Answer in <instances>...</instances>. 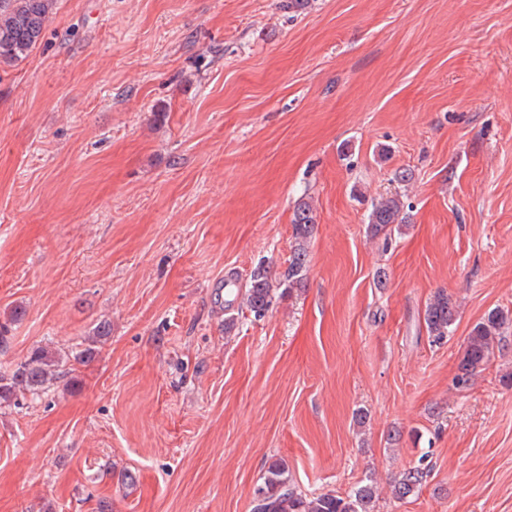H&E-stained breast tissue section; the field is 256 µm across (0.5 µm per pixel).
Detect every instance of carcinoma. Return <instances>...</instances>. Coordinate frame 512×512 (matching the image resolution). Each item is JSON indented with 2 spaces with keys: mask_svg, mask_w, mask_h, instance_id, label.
Returning <instances> with one entry per match:
<instances>
[{
  "mask_svg": "<svg viewBox=\"0 0 512 512\" xmlns=\"http://www.w3.org/2000/svg\"><path fill=\"white\" fill-rule=\"evenodd\" d=\"M49 0H0V62H12L25 57L41 37ZM409 215L397 195L380 198L372 205L368 216V229L373 237L391 235L392 226L408 223ZM316 224L310 202L301 199L293 210L292 229L295 244L292 259L280 285L288 290L302 286L306 278L308 243ZM272 288L265 269L257 268L251 277L246 305L256 316L267 311L271 303ZM457 307L448 294L439 291L428 303L424 321L432 342L440 343L452 332ZM512 317L502 310H492L476 323L468 338L458 364L456 381L465 386L487 365L495 351L503 347ZM59 363L43 349L34 350L11 373L0 375V399L34 392L58 378ZM429 469L420 465L405 470L394 481L392 494L398 499L415 495L428 476ZM251 512H374L378 499L376 483L371 478L361 481L346 496L323 492L308 496L296 489L288 477V467L281 459L268 463L261 482L254 488Z\"/></svg>",
  "mask_w": 512,
  "mask_h": 512,
  "instance_id": "cac0c4a2",
  "label": "carcinoma"
}]
</instances>
